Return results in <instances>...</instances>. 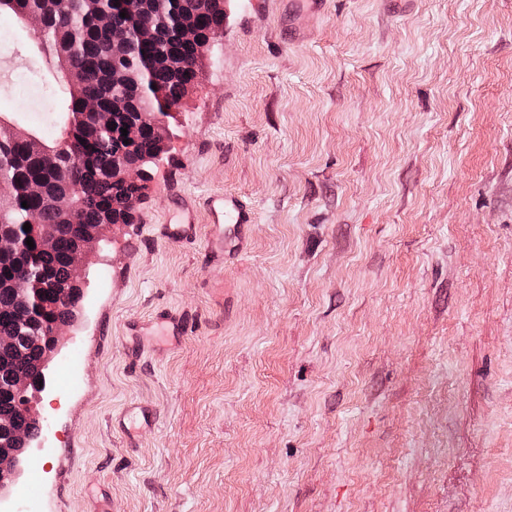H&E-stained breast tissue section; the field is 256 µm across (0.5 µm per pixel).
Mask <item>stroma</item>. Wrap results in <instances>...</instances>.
<instances>
[{
    "mask_svg": "<svg viewBox=\"0 0 512 512\" xmlns=\"http://www.w3.org/2000/svg\"><path fill=\"white\" fill-rule=\"evenodd\" d=\"M44 370L30 512H512V0H233ZM70 85L0 16V121ZM255 214L210 263L206 199ZM200 234L161 236L179 201ZM185 335L128 325L163 312ZM283 3L288 4V10L293 18V31L295 36L301 35L299 21L302 16L306 14L319 13L324 5V0H280Z\"/></svg>",
    "mask_w": 512,
    "mask_h": 512,
    "instance_id": "obj_1",
    "label": "stroma"
}]
</instances>
